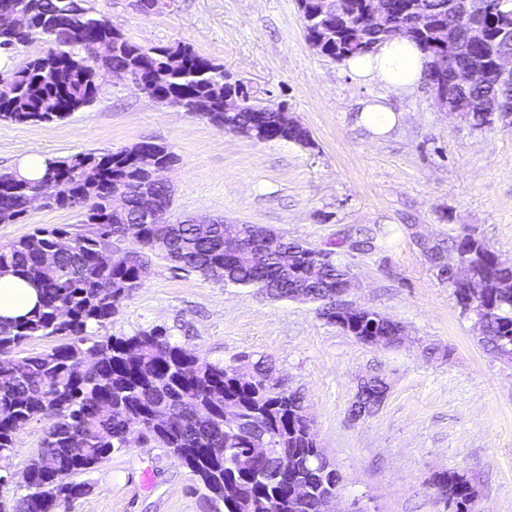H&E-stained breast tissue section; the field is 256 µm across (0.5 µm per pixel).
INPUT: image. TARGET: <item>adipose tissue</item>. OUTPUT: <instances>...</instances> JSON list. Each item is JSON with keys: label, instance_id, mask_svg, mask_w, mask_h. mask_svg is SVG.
Here are the masks:
<instances>
[{"label": "adipose tissue", "instance_id": "1", "mask_svg": "<svg viewBox=\"0 0 512 512\" xmlns=\"http://www.w3.org/2000/svg\"><path fill=\"white\" fill-rule=\"evenodd\" d=\"M428 55L410 39L397 36L381 44L371 54L346 61L351 78L359 84H376L383 95L361 101L358 121L374 137L384 136L398 116L388 105L389 96L413 91L426 71ZM38 301L36 288L12 274L0 275V319L13 320L27 315Z\"/></svg>", "mask_w": 512, "mask_h": 512}]
</instances>
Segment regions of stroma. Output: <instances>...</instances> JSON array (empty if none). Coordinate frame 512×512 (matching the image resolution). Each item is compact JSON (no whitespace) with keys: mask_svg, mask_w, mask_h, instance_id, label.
Listing matches in <instances>:
<instances>
[{"mask_svg":"<svg viewBox=\"0 0 512 512\" xmlns=\"http://www.w3.org/2000/svg\"><path fill=\"white\" fill-rule=\"evenodd\" d=\"M131 41L190 46L285 105L311 143L257 142L219 130L102 70L89 107L50 123L0 120V174L36 154L67 158L129 148L168 147L165 178L173 215L261 224L334 258L356 281L350 299L403 326L397 346L363 343L323 319L316 304L276 300L149 260L141 286L88 335L129 336L156 326L171 343L212 362L242 354L267 359L282 388L300 393L319 448L341 477L338 512H452L430 485L442 471L466 473L478 512H512V360L479 341L473 315L432 260L455 259L454 239L482 238L512 262V123L478 128L442 112L427 80L391 98L401 120L381 140L358 122L360 100L379 95L356 84L343 63L305 38L297 0H173L145 15L134 0H83ZM77 208L34 205L0 224V243L36 228L81 231ZM374 237L372 249L356 241ZM386 381L372 415L350 416L357 384ZM33 419L16 436L1 473L0 497L24 495V474L51 426ZM90 494L59 512H207L204 491L158 444L134 435L98 468L82 474Z\"/></svg>","mask_w":512,"mask_h":512,"instance_id":"obj_1","label":"stroma"}]
</instances>
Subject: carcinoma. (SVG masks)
<instances>
[{
    "instance_id": "1",
    "label": "carcinoma",
    "mask_w": 512,
    "mask_h": 512,
    "mask_svg": "<svg viewBox=\"0 0 512 512\" xmlns=\"http://www.w3.org/2000/svg\"><path fill=\"white\" fill-rule=\"evenodd\" d=\"M420 28L411 40L429 58L439 53L438 27L456 11V0H405ZM20 12L28 26L0 28V54L10 56L18 46L39 35L47 50L13 72L0 89V119L19 124L61 120L90 106L100 92L96 70L117 72L131 81L144 80L151 98L175 93L191 112H200L219 128L236 133L266 112V140L297 141L280 133L272 121L274 107L261 105L251 94L241 96L236 112L224 114V94L230 92L224 66L186 45L143 46L132 42L105 16L93 15L80 0H0V15ZM326 39L328 57L337 62L368 53L394 37L387 19L367 23L360 10L346 15L310 12ZM512 0H502L497 19L487 26L486 41L464 53L448 56L477 70V78L456 107L474 126L488 123L480 104L506 90V80L482 67V60L512 45ZM99 43L105 53L93 58L88 44ZM175 155L157 144L143 154L128 149L89 152L71 158L47 159L38 178L18 172L0 181V224H11L27 213L26 203L45 182L59 191L51 204L88 206L86 230L71 233L62 227L38 228L34 233L0 244V273L12 271L37 288L39 299L26 316L0 321V456H9L17 434L34 418L54 417L42 447L26 469V494L0 512H57L87 495L91 485L75 477L91 471L116 450L127 447L133 431L148 435L181 465L197 476L212 512H238L239 496L250 497L246 512H317L319 495L338 485L340 477L318 456L317 444L303 415L299 395L262 385L272 366L263 359L249 361L256 381H243L231 365L210 362L170 342L166 331L154 328L131 336L86 337L91 324L104 326L117 304L140 287L148 273L141 256L112 254V238L133 237L141 247L179 269L207 279L245 288H262L276 278L296 288L306 280L304 261L287 264L298 242L285 240L257 262L248 254L224 265V222L194 224L178 217L154 224L131 206L114 210L101 190L144 188L156 197L171 198L170 187L149 181L153 166L170 165ZM456 247L472 253L474 274L492 278L512 276L503 261L482 239L461 237ZM341 268L333 264L315 282L316 301L323 302ZM482 342L495 354L512 359V294L497 298L483 314ZM67 336L69 341L22 357L14 356L25 340L35 336ZM245 418L255 409L261 422L245 421L238 430L224 425V407ZM272 443L273 451L247 469V449L257 441ZM223 451L214 470L201 464L199 449ZM288 458V479L281 478ZM309 487L300 503L289 497L287 484ZM438 500L456 512L469 510L470 479L456 470L434 475Z\"/></svg>"
}]
</instances>
